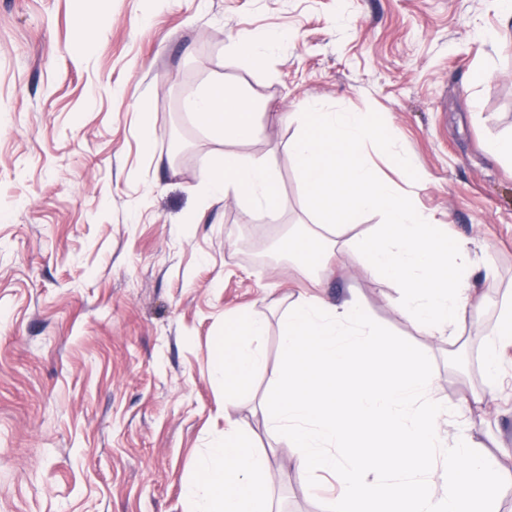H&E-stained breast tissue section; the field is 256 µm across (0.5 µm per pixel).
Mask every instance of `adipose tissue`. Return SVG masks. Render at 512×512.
I'll return each mask as SVG.
<instances>
[{
	"label": "adipose tissue",
	"instance_id": "obj_1",
	"mask_svg": "<svg viewBox=\"0 0 512 512\" xmlns=\"http://www.w3.org/2000/svg\"><path fill=\"white\" fill-rule=\"evenodd\" d=\"M185 108L217 146L204 202L231 196L248 208L278 212L274 158L238 150L257 136L249 98L210 84ZM301 109V131L288 155L319 230L288 233L280 252L313 279L327 257L353 251L365 272L395 283L394 305L421 334L457 337L484 306L473 277L479 270L495 278L493 258L400 192L399 182L418 183L423 174L387 123L315 102ZM370 142L383 148L399 182L378 177L365 152ZM368 212L380 214L381 223L345 238L350 223ZM267 327L261 312L228 316L214 376L229 407L256 376L269 373L265 426L294 448L308 487L323 474L334 476L338 489L326 498V512H495L501 467L480 449L472 408L496 398L502 359L512 350V296L503 299L482 348L484 392L453 405L435 393L428 352L404 347L356 296L331 303L299 293L284 317L279 365L271 372L262 349ZM454 420L461 429L450 438L443 426ZM185 496L191 512H274L270 459L255 448L248 424L228 422L223 441L186 482Z\"/></svg>",
	"mask_w": 512,
	"mask_h": 512
}]
</instances>
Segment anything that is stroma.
<instances>
[{"label":"stroma","mask_w":512,"mask_h":512,"mask_svg":"<svg viewBox=\"0 0 512 512\" xmlns=\"http://www.w3.org/2000/svg\"><path fill=\"white\" fill-rule=\"evenodd\" d=\"M254 31L282 37L268 60L228 52ZM211 81L254 105L244 149L276 158L277 214L200 207L215 146L185 102ZM306 99L387 122L425 175L401 191L498 267L457 343L421 335L355 254L319 293L356 295L429 350L446 400L483 390L512 290V167L482 148L512 134V22L493 0H0V512H188L184 484L229 417L267 451L279 512H324L265 429L266 376L229 409L213 377L225 314L267 315L272 368L289 299L312 287L271 251L314 220L288 156ZM502 372L477 438L512 512V361Z\"/></svg>","instance_id":"1"}]
</instances>
